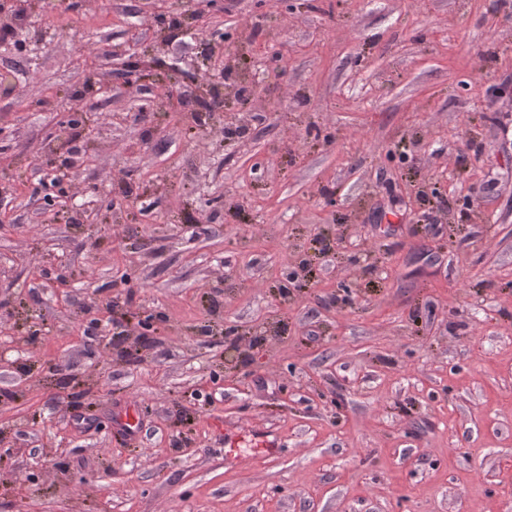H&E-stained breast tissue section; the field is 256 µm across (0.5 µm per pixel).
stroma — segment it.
<instances>
[{
	"label": "stroma",
	"instance_id": "obj_1",
	"mask_svg": "<svg viewBox=\"0 0 512 512\" xmlns=\"http://www.w3.org/2000/svg\"><path fill=\"white\" fill-rule=\"evenodd\" d=\"M48 3L0 44V512H512V0H219L185 42L187 0ZM214 32L241 137L110 76ZM92 76L93 159L46 205ZM116 297L163 322L106 341ZM253 426L274 449L226 445Z\"/></svg>",
	"mask_w": 512,
	"mask_h": 512
}]
</instances>
